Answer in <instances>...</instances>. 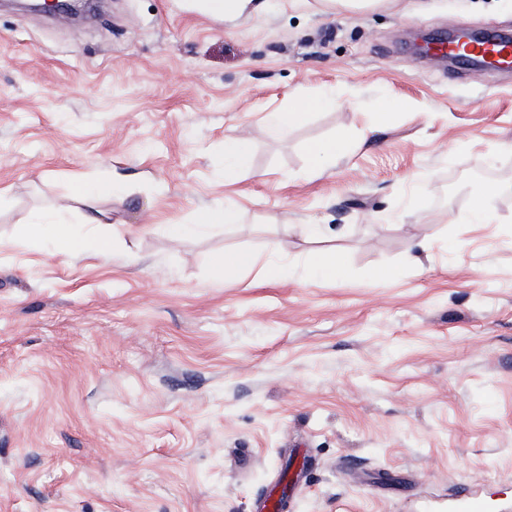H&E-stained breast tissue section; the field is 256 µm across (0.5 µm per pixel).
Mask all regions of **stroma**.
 <instances>
[{
    "instance_id": "stroma-1",
    "label": "stroma",
    "mask_w": 512,
    "mask_h": 512,
    "mask_svg": "<svg viewBox=\"0 0 512 512\" xmlns=\"http://www.w3.org/2000/svg\"><path fill=\"white\" fill-rule=\"evenodd\" d=\"M451 28L512 33V0L0 7V512H448L470 486L512 512V73L411 52ZM224 206L239 223L194 230ZM37 213L111 256L26 242ZM329 249L342 274L312 275ZM224 251L256 264L224 280ZM207 12L216 18L233 19L240 17L244 13L259 12L265 8L263 2L254 3V1L265 0H204ZM326 102L322 98L309 103L300 101L291 107L288 112H269L265 118V128L273 136L284 137L288 135V131L299 126L307 119L309 109ZM344 138L341 136L332 139L312 144L309 147L312 167L317 172H322L325 164L336 159V155L344 150ZM249 150L248 143L243 140L229 138L224 141V155L230 160L231 164L225 169V180H233L236 176V165L242 161Z\"/></svg>"
}]
</instances>
